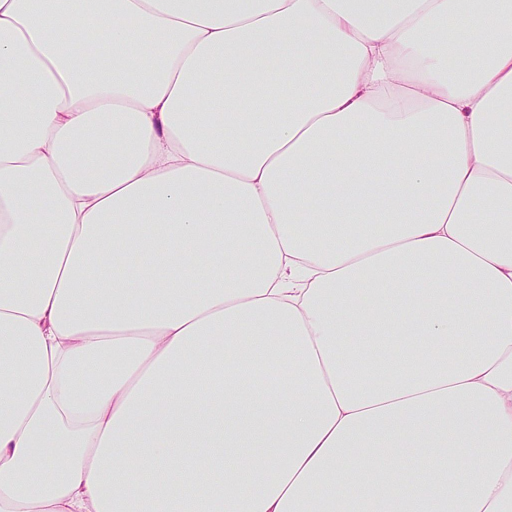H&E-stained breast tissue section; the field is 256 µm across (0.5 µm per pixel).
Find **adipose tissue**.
Listing matches in <instances>:
<instances>
[{"instance_id":"adipose-tissue-1","label":"adipose tissue","mask_w":512,"mask_h":512,"mask_svg":"<svg viewBox=\"0 0 512 512\" xmlns=\"http://www.w3.org/2000/svg\"><path fill=\"white\" fill-rule=\"evenodd\" d=\"M90 2L0 0V512H512V0Z\"/></svg>"}]
</instances>
